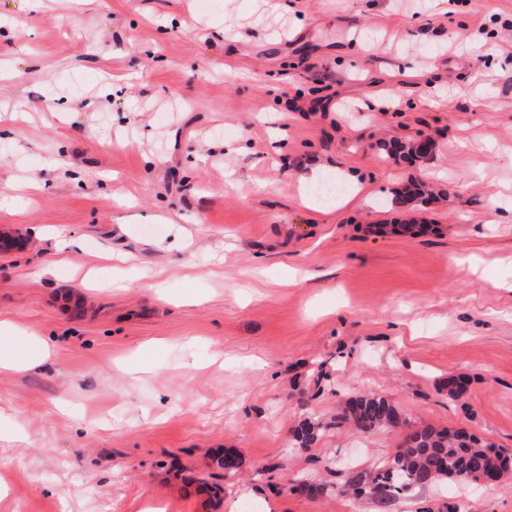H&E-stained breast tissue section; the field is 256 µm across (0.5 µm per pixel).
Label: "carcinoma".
<instances>
[{
    "label": "carcinoma",
    "mask_w": 512,
    "mask_h": 512,
    "mask_svg": "<svg viewBox=\"0 0 512 512\" xmlns=\"http://www.w3.org/2000/svg\"><path fill=\"white\" fill-rule=\"evenodd\" d=\"M394 413L392 404L373 395L350 397L339 408L334 422L361 433L407 427L390 463L372 471L352 472L340 493L367 495L386 504L409 490L442 480L477 482L493 464L504 475L512 471V454L492 443L466 432L452 434L431 425L411 426ZM319 430V424L306 417L293 430V438L299 447L309 448Z\"/></svg>",
    "instance_id": "1"
}]
</instances>
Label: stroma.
<instances>
[{
    "mask_svg": "<svg viewBox=\"0 0 512 512\" xmlns=\"http://www.w3.org/2000/svg\"><path fill=\"white\" fill-rule=\"evenodd\" d=\"M280 3L0 0V319L51 351L0 372V512H512L340 494L404 431L329 425L375 393L512 450V0Z\"/></svg>",
    "mask_w": 512,
    "mask_h": 512,
    "instance_id": "obj_1",
    "label": "stroma"
}]
</instances>
